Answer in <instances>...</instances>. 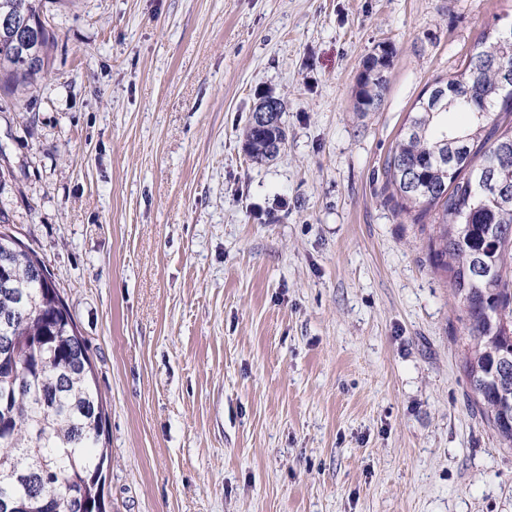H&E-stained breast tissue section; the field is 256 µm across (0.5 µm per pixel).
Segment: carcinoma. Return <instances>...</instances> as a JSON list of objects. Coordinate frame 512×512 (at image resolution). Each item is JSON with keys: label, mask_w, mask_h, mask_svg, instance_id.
Returning a JSON list of instances; mask_svg holds the SVG:
<instances>
[{"label": "carcinoma", "mask_w": 512, "mask_h": 512, "mask_svg": "<svg viewBox=\"0 0 512 512\" xmlns=\"http://www.w3.org/2000/svg\"><path fill=\"white\" fill-rule=\"evenodd\" d=\"M47 0H0V18L38 23L26 43L0 24V90L16 93L51 73L58 41L48 26ZM39 58L34 68L29 58ZM384 58L363 65L357 95L374 112L387 90ZM512 69V43L497 32L478 40L463 70L434 81L455 87L436 103L418 98L384 162L387 184L400 211L434 213L430 246L434 265L448 274L459 304L462 368L470 402L500 443L512 448V374L503 378L499 357L512 358V97L499 86ZM470 114L463 127L448 113ZM250 160L272 158L269 146L287 140L284 125L262 133L246 127ZM493 173L497 187L486 185ZM17 237L0 229V503L21 502V512H96L100 481L111 464L107 417L86 340L44 262Z\"/></svg>", "instance_id": "cac0c4a2"}]
</instances>
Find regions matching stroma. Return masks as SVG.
<instances>
[{"mask_svg":"<svg viewBox=\"0 0 512 512\" xmlns=\"http://www.w3.org/2000/svg\"><path fill=\"white\" fill-rule=\"evenodd\" d=\"M0 210L85 339L109 512H512L463 329L384 161L512 0H50ZM390 52L377 111L367 58ZM288 142L243 151L261 98ZM387 61L383 58L371 57L363 65L359 79L357 104L360 111L374 112L387 90V79L384 74Z\"/></svg>","mask_w":512,"mask_h":512,"instance_id":"1","label":"stroma"}]
</instances>
